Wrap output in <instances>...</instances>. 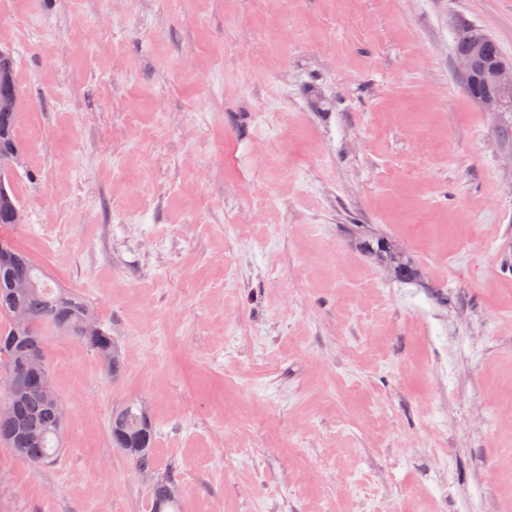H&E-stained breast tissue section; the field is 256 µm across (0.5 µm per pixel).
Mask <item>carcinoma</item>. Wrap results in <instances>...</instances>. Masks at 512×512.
Wrapping results in <instances>:
<instances>
[{
  "instance_id": "carcinoma-1",
  "label": "carcinoma",
  "mask_w": 512,
  "mask_h": 512,
  "mask_svg": "<svg viewBox=\"0 0 512 512\" xmlns=\"http://www.w3.org/2000/svg\"><path fill=\"white\" fill-rule=\"evenodd\" d=\"M15 83L11 55L0 56V87ZM471 99L495 93L491 80L477 85L463 79ZM17 100L0 93V224H11V213L21 209L8 174L21 162L22 146L16 129L5 122ZM364 250L377 262L390 267L403 280L409 279L404 257L383 239L364 244ZM15 258L12 273L21 277L25 287L11 289L6 270L0 268V360L11 370L33 364L47 368L44 327L49 325L71 336L83 337L84 344L96 353L105 371L117 378L124 369L123 357L108 330L99 322L93 306L80 295L54 288L36 264L6 239L0 240V255ZM63 403L57 395L49 372L42 373V387L21 388L0 395V442L5 443L24 462L33 466L51 462L60 453L64 426L60 424ZM112 446L122 448L139 468L153 466L155 430L150 415L139 402H132L113 413L110 428ZM151 512H179L178 492L173 483L160 480L152 488Z\"/></svg>"
}]
</instances>
